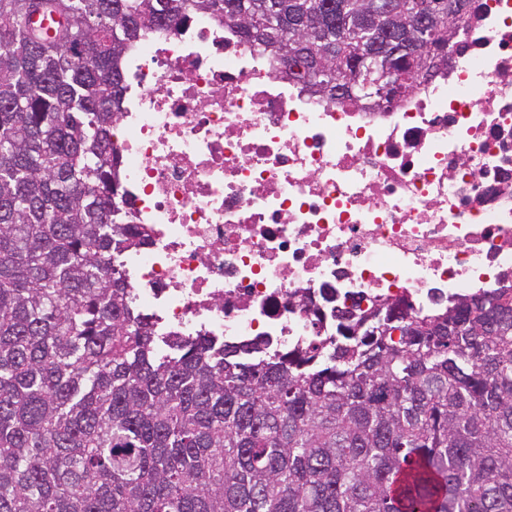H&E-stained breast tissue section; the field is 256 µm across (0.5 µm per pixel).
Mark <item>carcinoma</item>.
<instances>
[{
    "label": "carcinoma",
    "mask_w": 512,
    "mask_h": 512,
    "mask_svg": "<svg viewBox=\"0 0 512 512\" xmlns=\"http://www.w3.org/2000/svg\"><path fill=\"white\" fill-rule=\"evenodd\" d=\"M54 8L80 51L35 40ZM187 9L323 95L415 88L470 0H0V512H512V291L336 316L288 352L209 336L159 351L112 255L123 58ZM432 51L422 69L391 30Z\"/></svg>",
    "instance_id": "cac0c4a2"
}]
</instances>
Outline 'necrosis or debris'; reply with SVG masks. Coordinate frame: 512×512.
Segmentation results:
<instances>
[{
    "label": "necrosis or debris",
    "instance_id": "1",
    "mask_svg": "<svg viewBox=\"0 0 512 512\" xmlns=\"http://www.w3.org/2000/svg\"><path fill=\"white\" fill-rule=\"evenodd\" d=\"M112 132L116 259L157 335L285 350L403 299L512 288V0H475L446 70L391 106L332 101L214 16L129 53Z\"/></svg>",
    "mask_w": 512,
    "mask_h": 512
}]
</instances>
